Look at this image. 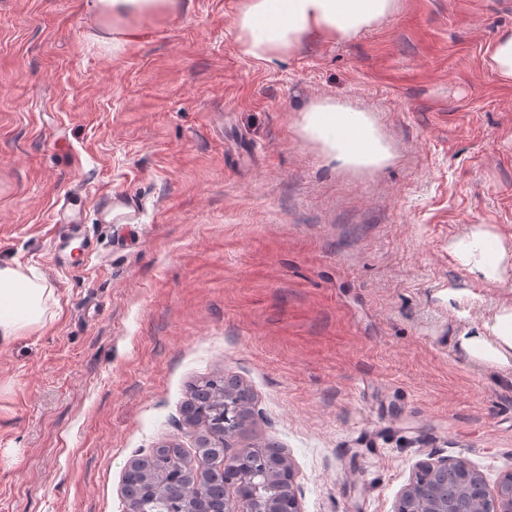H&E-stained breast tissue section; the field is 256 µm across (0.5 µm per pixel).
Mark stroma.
Wrapping results in <instances>:
<instances>
[{"mask_svg": "<svg viewBox=\"0 0 512 512\" xmlns=\"http://www.w3.org/2000/svg\"><path fill=\"white\" fill-rule=\"evenodd\" d=\"M239 4L176 0L119 44L86 0H0V262L59 300L0 345V512H128L133 459L200 462L182 409L207 376L252 389L230 449L283 448L302 512H394L433 455L512 473V366L458 342L512 305V83L485 64L512 0H399L273 67L241 51ZM325 98L392 160L342 169L303 138ZM476 226L503 284L448 250Z\"/></svg>", "mask_w": 512, "mask_h": 512, "instance_id": "stroma-1", "label": "stroma"}]
</instances>
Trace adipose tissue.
<instances>
[{
	"instance_id": "1",
	"label": "adipose tissue",
	"mask_w": 512,
	"mask_h": 512,
	"mask_svg": "<svg viewBox=\"0 0 512 512\" xmlns=\"http://www.w3.org/2000/svg\"><path fill=\"white\" fill-rule=\"evenodd\" d=\"M175 0H88L98 17L126 26L135 34ZM398 9L397 0H244L234 23L243 54L273 65L308 41L344 40L356 36ZM302 130L319 142L340 167H380L392 157L367 112L324 100L304 112ZM456 256L476 278L500 284L507 254L503 239L488 230H474L453 244ZM55 290L33 267L0 264V345L41 328L54 316ZM472 359L503 364L512 359V307L493 322L459 338Z\"/></svg>"
}]
</instances>
